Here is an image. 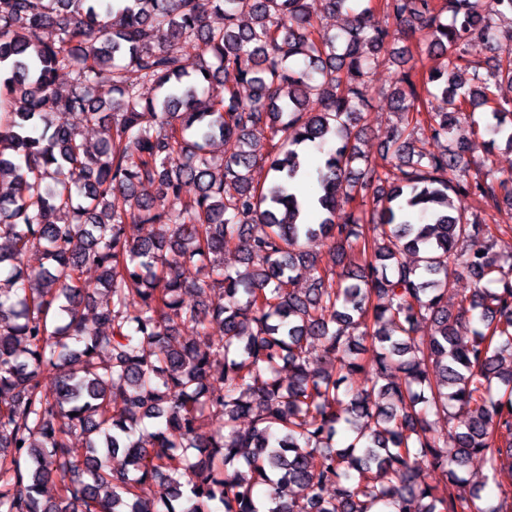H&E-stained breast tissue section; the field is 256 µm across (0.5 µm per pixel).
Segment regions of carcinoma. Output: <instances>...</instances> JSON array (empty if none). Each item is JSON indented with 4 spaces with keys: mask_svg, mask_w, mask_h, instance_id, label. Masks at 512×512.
<instances>
[{
    "mask_svg": "<svg viewBox=\"0 0 512 512\" xmlns=\"http://www.w3.org/2000/svg\"><path fill=\"white\" fill-rule=\"evenodd\" d=\"M370 2L0 0V512H512L500 483L495 506L457 493L474 456L492 478L512 476V263L491 253L512 236V171L466 162L461 136L488 107L491 143L512 148V99L498 95L512 89V34L505 44L500 30L512 0H378L414 53L386 52L392 34L367 26ZM336 12L347 24L333 33L320 17ZM36 28L57 38L35 44L24 31ZM474 38L491 68L469 59ZM189 49L205 57L194 73ZM428 57L443 66L420 69ZM393 60L405 66L390 92L398 122L378 168L357 146L361 86ZM229 71L247 98L224 84ZM146 84L158 94L142 96ZM428 97L441 106L422 111ZM74 112L111 121L109 138L90 147ZM256 132L271 143L266 186L251 176ZM233 139L242 149L215 161L210 148ZM154 184L168 209L139 193ZM454 196L499 214L504 201L508 220L487 224ZM133 224L157 232L135 240ZM318 238L342 250V271L318 267ZM187 264L201 273L191 286ZM302 265L309 288L293 275ZM459 272L474 288L452 312ZM461 319L474 323L467 343ZM209 323L224 325L217 343ZM186 324L198 336L180 343ZM356 333L376 345L367 363ZM451 407L464 413L452 447L435 427ZM341 427L350 439L337 447Z\"/></svg>",
    "mask_w": 512,
    "mask_h": 512,
    "instance_id": "carcinoma-1",
    "label": "carcinoma"
}]
</instances>
